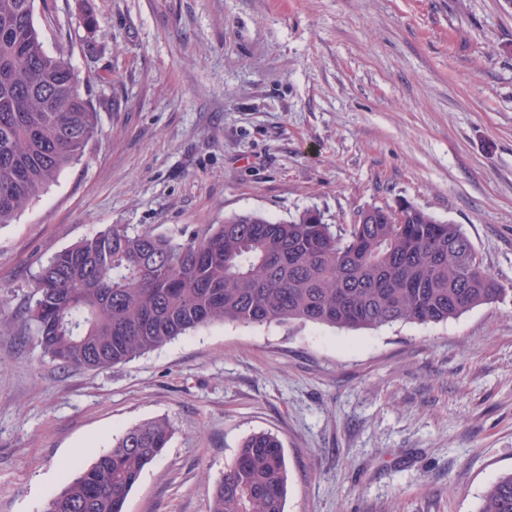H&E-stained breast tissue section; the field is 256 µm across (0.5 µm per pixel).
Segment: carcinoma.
I'll return each mask as SVG.
<instances>
[{"instance_id": "1", "label": "carcinoma", "mask_w": 512, "mask_h": 512, "mask_svg": "<svg viewBox=\"0 0 512 512\" xmlns=\"http://www.w3.org/2000/svg\"><path fill=\"white\" fill-rule=\"evenodd\" d=\"M34 3L0 0V226L80 161L99 129L70 59L77 46L93 49L81 37L48 52ZM363 215L342 231L311 209L286 221L235 214L186 243L111 224L41 267L25 324L51 362L101 369L215 323L430 324L506 292L460 225L411 204ZM170 435L163 419L126 429L69 476L46 512H124ZM287 494L283 445L258 432L214 485L211 512H285ZM475 512H512V472Z\"/></svg>"}]
</instances>
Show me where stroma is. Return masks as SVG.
Returning a JSON list of instances; mask_svg holds the SVG:
<instances>
[{
	"mask_svg": "<svg viewBox=\"0 0 512 512\" xmlns=\"http://www.w3.org/2000/svg\"><path fill=\"white\" fill-rule=\"evenodd\" d=\"M85 11L99 131L0 226V512H46L156 419L125 512H210L259 431L285 512H474L512 472V0H36L45 47ZM400 202L461 225L503 297L430 325L214 324L99 370L51 363L22 317L39 268L108 224L183 242Z\"/></svg>",
	"mask_w": 512,
	"mask_h": 512,
	"instance_id": "35a3bbf8",
	"label": "stroma"
}]
</instances>
